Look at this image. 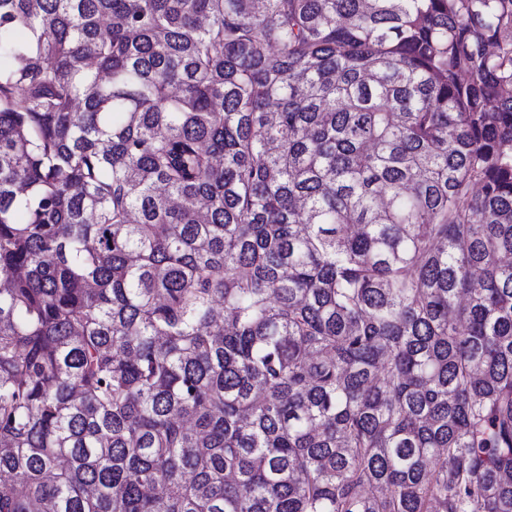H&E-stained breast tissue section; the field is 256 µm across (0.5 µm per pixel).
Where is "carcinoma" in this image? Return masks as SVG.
I'll list each match as a JSON object with an SVG mask.
<instances>
[{
  "instance_id": "cac0c4a2",
  "label": "carcinoma",
  "mask_w": 512,
  "mask_h": 512,
  "mask_svg": "<svg viewBox=\"0 0 512 512\" xmlns=\"http://www.w3.org/2000/svg\"><path fill=\"white\" fill-rule=\"evenodd\" d=\"M0 512H512V0H0Z\"/></svg>"
}]
</instances>
